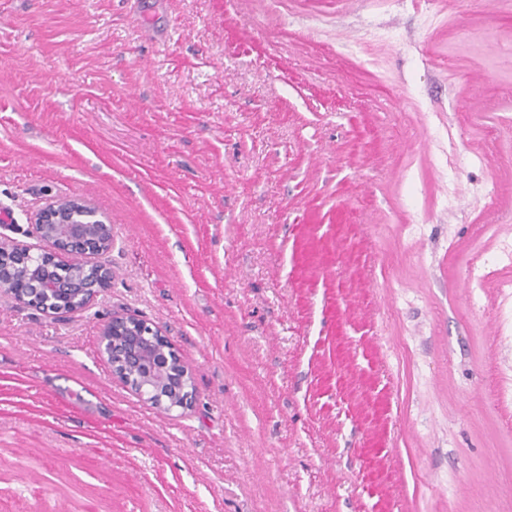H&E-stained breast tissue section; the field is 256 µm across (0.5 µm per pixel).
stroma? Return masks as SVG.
Instances as JSON below:
<instances>
[{"mask_svg": "<svg viewBox=\"0 0 512 512\" xmlns=\"http://www.w3.org/2000/svg\"><path fill=\"white\" fill-rule=\"evenodd\" d=\"M61 198L112 286L0 298V512H512V0H0L6 235ZM139 331H141V336H154L152 340L159 339L161 341L163 344L162 356L164 363H160V359L158 360L157 365L152 363V367H148L149 371L147 375L143 376L141 380L137 379V381L133 384L132 377L138 371L140 366L145 364L144 360L142 359V354L138 350L135 341H130L125 345L117 343L121 342L122 340H127V336H116L115 340L117 342L114 341L111 336H115L116 334L122 335L124 332L128 336H136ZM110 340H112V347L109 346ZM100 352L112 365V374L123 383H127L129 386L131 385V387L138 394H140L139 396L143 397L145 400L147 399V401H150V403H152V400H150L149 397L152 394L151 392L147 391L145 387L147 385L152 387L151 380L155 373L156 367L158 366L160 370H165L168 369L173 363L175 370L172 369L170 374L178 378L180 385L179 398L181 400L180 404L171 406L169 408L167 407L166 412L175 408L188 410L191 407L193 398V393L190 386L192 381L191 372L181 361L174 345L166 336L162 334L161 330L158 328L152 327L149 325V323L135 315L112 316V319L104 326L101 332ZM169 352L172 353V358L175 359L176 362H171ZM138 384H141L139 390H137Z\"/></svg>", "mask_w": 512, "mask_h": 512, "instance_id": "35a3bbf8", "label": "stroma"}]
</instances>
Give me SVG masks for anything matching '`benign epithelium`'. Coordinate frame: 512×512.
Listing matches in <instances>:
<instances>
[{"instance_id": "1", "label": "benign epithelium", "mask_w": 512, "mask_h": 512, "mask_svg": "<svg viewBox=\"0 0 512 512\" xmlns=\"http://www.w3.org/2000/svg\"><path fill=\"white\" fill-rule=\"evenodd\" d=\"M33 235L39 240L38 255H47L71 261L81 260L84 267H94L97 280L90 285L75 274L47 271L41 276L29 273L33 261L32 248L18 243L8 235L0 234V296H9L17 304L53 317H66L85 310L97 294L112 285V269L100 261V256L112 249V225L90 204L82 199H58L35 213L31 224ZM154 337L162 343L164 362L150 367L139 383L132 377L144 365L142 354L135 342L125 345L111 341L118 334ZM100 352L112 365V374L137 390L142 397L151 396L146 387L152 385L156 369L171 366V375L178 378L180 404L177 408L191 407L192 375L183 364L174 345L161 330L135 315L114 316L100 335Z\"/></svg>"}]
</instances>
